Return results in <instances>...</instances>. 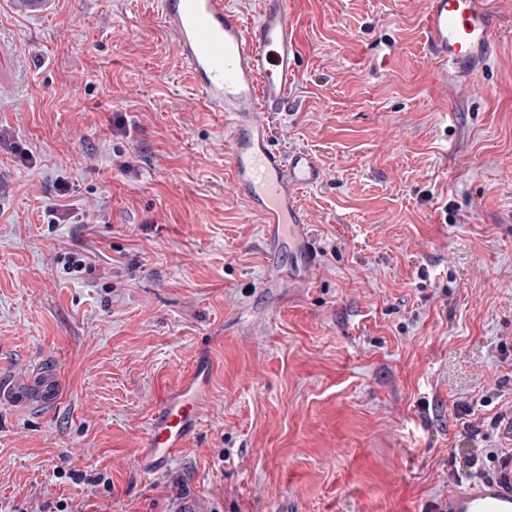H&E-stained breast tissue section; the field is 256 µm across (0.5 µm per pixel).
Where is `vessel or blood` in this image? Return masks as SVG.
Segmentation results:
<instances>
[{
	"label": "vessel or blood",
	"mask_w": 512,
	"mask_h": 512,
	"mask_svg": "<svg viewBox=\"0 0 512 512\" xmlns=\"http://www.w3.org/2000/svg\"><path fill=\"white\" fill-rule=\"evenodd\" d=\"M160 15L201 105L220 118L228 133L233 188L249 212L261 218L266 241L275 242L280 230H287L294 248L316 259L298 193L318 185L323 169L306 150H276L267 120L295 105L300 54L289 0H263L253 21L232 10L228 0H160ZM422 27L442 80L484 69L499 38L486 0H426ZM206 377L205 365L196 364L181 389L152 416L140 457L147 471L166 467L199 426ZM442 508L512 512V481L486 478L457 487Z\"/></svg>",
	"instance_id": "obj_1"
}]
</instances>
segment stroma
<instances>
[{
  "label": "stroma",
  "mask_w": 512,
  "mask_h": 512,
  "mask_svg": "<svg viewBox=\"0 0 512 512\" xmlns=\"http://www.w3.org/2000/svg\"><path fill=\"white\" fill-rule=\"evenodd\" d=\"M489 2L487 74L445 86L425 0H291L297 106L269 121L324 169L303 282L272 278L158 0H0V512H425L462 407L512 448V0ZM200 359L202 422L143 474Z\"/></svg>",
  "instance_id": "1"
}]
</instances>
